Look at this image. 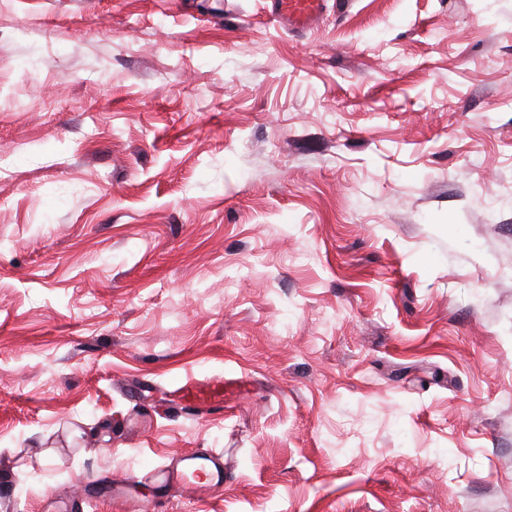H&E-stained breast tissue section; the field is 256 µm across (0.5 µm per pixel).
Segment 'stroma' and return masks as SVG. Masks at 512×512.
I'll list each match as a JSON object with an SVG mask.
<instances>
[{"instance_id": "35a3bbf8", "label": "stroma", "mask_w": 512, "mask_h": 512, "mask_svg": "<svg viewBox=\"0 0 512 512\" xmlns=\"http://www.w3.org/2000/svg\"><path fill=\"white\" fill-rule=\"evenodd\" d=\"M114 475L512 512V0H0V512ZM326 8V0H271L270 15L289 30L303 31L316 25ZM178 390L189 403L214 407L224 402V380H209L200 382L192 377H187L181 382ZM203 458L198 456H190L183 460L182 469L175 474L169 470L163 471L154 469L149 474L152 476H162L164 485L168 486L171 491L191 490L194 498L198 501H207L206 497L210 496V492L217 486L223 484L220 476L215 475L209 470L203 462ZM192 472L196 476L195 481H191L188 474Z\"/></svg>"}]
</instances>
